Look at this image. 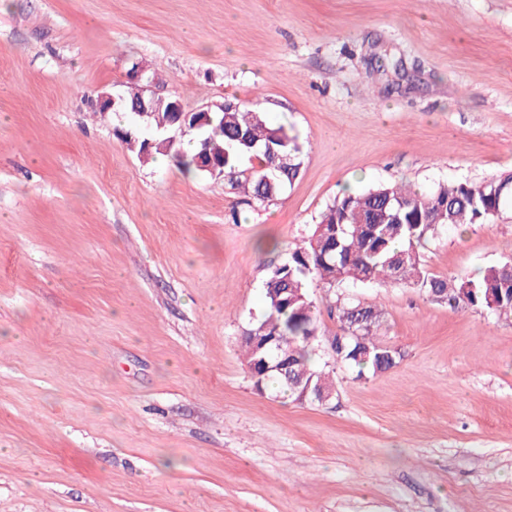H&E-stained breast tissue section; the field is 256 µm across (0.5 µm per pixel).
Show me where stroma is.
I'll list each match as a JSON object with an SVG mask.
<instances>
[{
    "label": "stroma",
    "instance_id": "obj_1",
    "mask_svg": "<svg viewBox=\"0 0 512 512\" xmlns=\"http://www.w3.org/2000/svg\"><path fill=\"white\" fill-rule=\"evenodd\" d=\"M186 110L284 126L301 173L256 205L143 161L96 113L133 64ZM512 171V0H0V512H512V322L408 287L399 363L319 347L326 403L257 390L242 342L273 268L343 190ZM428 272L512 262V205Z\"/></svg>",
    "mask_w": 512,
    "mask_h": 512
}]
</instances>
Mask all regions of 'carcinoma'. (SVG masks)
I'll use <instances>...</instances> for the list:
<instances>
[{
	"label": "carcinoma",
	"mask_w": 512,
	"mask_h": 512,
	"mask_svg": "<svg viewBox=\"0 0 512 512\" xmlns=\"http://www.w3.org/2000/svg\"><path fill=\"white\" fill-rule=\"evenodd\" d=\"M161 111L150 120L151 134L139 130L116 131L137 155L149 158L166 154L185 172H201L198 151H209L224 161V180L242 190L248 201H272L300 173V149L284 127L271 126L260 112L235 108L214 115L212 124L188 123L196 152L189 155L182 142L172 147L145 148V139L163 140L158 127L167 124ZM288 155V173L275 166L273 153ZM256 161L250 171L240 169L244 158ZM512 200V173L494 175L478 183L439 184L418 191L405 184L378 185L368 190L344 192L322 215L311 234L290 252L288 261L272 270L265 291V311L252 330L288 345L292 379L324 389L334 384L313 367L314 344L325 335L309 293L311 283L334 288L343 283L407 286L453 308L479 307L512 321V263L492 265L476 279L444 277L428 272L418 248L444 227L484 224L499 215ZM288 284L285 301L280 294ZM338 330L331 344L339 361L358 369V376L393 367L401 357L392 348H381L382 313L375 305L345 299L336 301Z\"/></svg>",
	"instance_id": "carcinoma-1"
}]
</instances>
